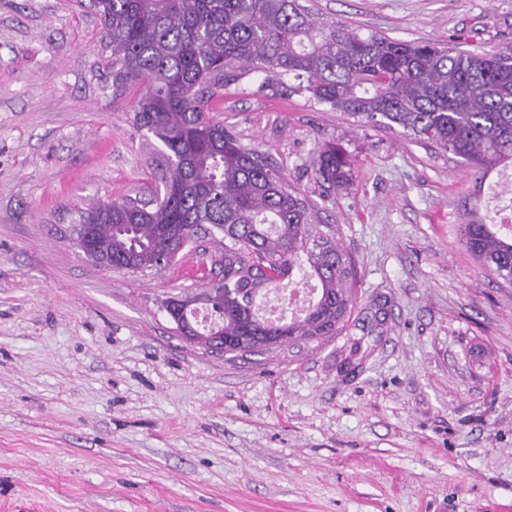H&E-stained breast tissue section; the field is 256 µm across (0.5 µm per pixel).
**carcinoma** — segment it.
I'll return each instance as SVG.
<instances>
[{
	"label": "carcinoma",
	"mask_w": 512,
	"mask_h": 512,
	"mask_svg": "<svg viewBox=\"0 0 512 512\" xmlns=\"http://www.w3.org/2000/svg\"><path fill=\"white\" fill-rule=\"evenodd\" d=\"M112 48L104 71L114 92L134 89L133 123L163 146L167 168L154 198L96 199L79 223L112 258L139 271L166 255L173 265L200 228L220 236L224 293L202 329L209 349L262 353L344 329L358 285L353 257L332 226L314 223L307 197L268 158L244 146L210 115V102L252 72L275 95H304L373 127L451 153L485 178L512 167V48L458 51L431 42L362 34L322 22L301 0H92ZM314 179L343 188L354 176L349 153L323 143ZM459 240L496 278L512 285V197L495 222L478 196ZM302 273L317 284L298 317L269 321L256 299Z\"/></svg>",
	"instance_id": "obj_1"
}]
</instances>
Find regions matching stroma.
<instances>
[{
    "mask_svg": "<svg viewBox=\"0 0 512 512\" xmlns=\"http://www.w3.org/2000/svg\"><path fill=\"white\" fill-rule=\"evenodd\" d=\"M321 20L455 51L512 46V0H308ZM75 0H0V512H512V286L458 241L476 175L399 131L247 75L211 115L334 225L360 274L341 335L262 354L176 336L160 302L218 255L106 271L96 198L152 189L159 141L95 77ZM336 140L354 180L312 162ZM316 183L328 188H343L354 176L353 161L349 153L334 140L323 143L313 162Z\"/></svg>",
    "mask_w": 512,
    "mask_h": 512,
    "instance_id": "obj_1",
    "label": "stroma"
}]
</instances>
